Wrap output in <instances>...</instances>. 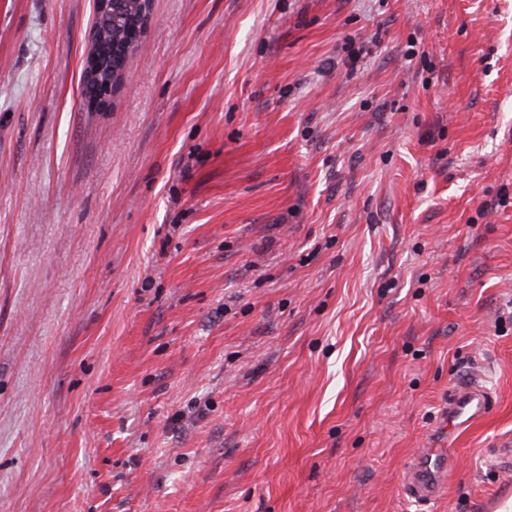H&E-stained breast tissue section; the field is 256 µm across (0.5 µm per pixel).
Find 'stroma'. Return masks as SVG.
<instances>
[{
	"mask_svg": "<svg viewBox=\"0 0 512 512\" xmlns=\"http://www.w3.org/2000/svg\"><path fill=\"white\" fill-rule=\"evenodd\" d=\"M92 19L0 0V512L512 498V0H152L98 112ZM491 402V394L474 383L457 387L445 410L448 439L459 427L486 413ZM452 468L448 448H422L415 456L404 487L405 494L415 500H433L446 486Z\"/></svg>",
	"mask_w": 512,
	"mask_h": 512,
	"instance_id": "1",
	"label": "stroma"
}]
</instances>
